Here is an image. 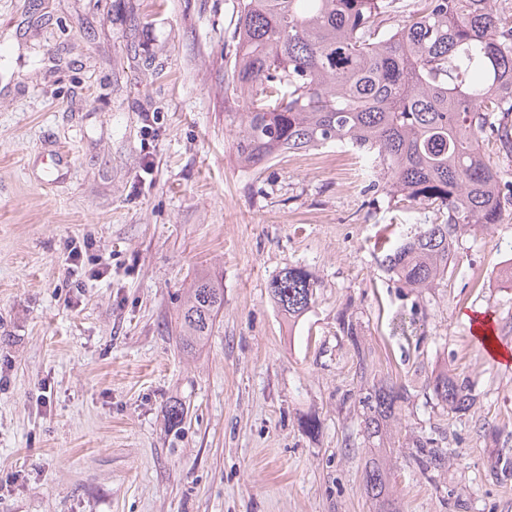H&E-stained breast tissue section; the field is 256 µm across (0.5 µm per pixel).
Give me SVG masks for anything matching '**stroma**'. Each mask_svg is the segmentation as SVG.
Instances as JSON below:
<instances>
[{
    "instance_id": "35a3bbf8",
    "label": "stroma",
    "mask_w": 512,
    "mask_h": 512,
    "mask_svg": "<svg viewBox=\"0 0 512 512\" xmlns=\"http://www.w3.org/2000/svg\"><path fill=\"white\" fill-rule=\"evenodd\" d=\"M237 15L238 0H0V512H377L363 472L382 456L403 512H512V366L468 332L489 314L512 350V202L462 233L432 288H405L379 247L435 207L373 190L348 145L238 164ZM71 242L104 277L68 276ZM293 266L316 290L291 322L268 283ZM204 271L224 308L186 355L180 309ZM343 311L375 377L408 389L382 443ZM444 370L468 412L427 388ZM421 436L449 467L410 464Z\"/></svg>"
}]
</instances>
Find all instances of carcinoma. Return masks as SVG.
I'll return each instance as SVG.
<instances>
[{"label":"carcinoma","instance_id":"cac0c4a2","mask_svg":"<svg viewBox=\"0 0 512 512\" xmlns=\"http://www.w3.org/2000/svg\"><path fill=\"white\" fill-rule=\"evenodd\" d=\"M394 2L239 0L230 61L232 95L245 104L237 159L259 168L285 153L349 144L381 167L378 190L447 210L382 259L407 287L424 289L447 272L461 233L498 223L502 200L512 197V183L482 149L493 140L512 157V10L495 0H417L388 26ZM314 286L308 271L286 267L269 295L295 320L310 308ZM223 308L222 283L199 274L180 312L183 353L211 336ZM356 356L364 431L383 440L407 391L369 383L367 356ZM429 386L451 412L473 404L464 380L443 373ZM166 415L170 430L182 432V403H170ZM413 447L410 460L424 474L449 461L435 438ZM364 490L379 512H400L386 464L366 463Z\"/></svg>","mask_w":512,"mask_h":512}]
</instances>
